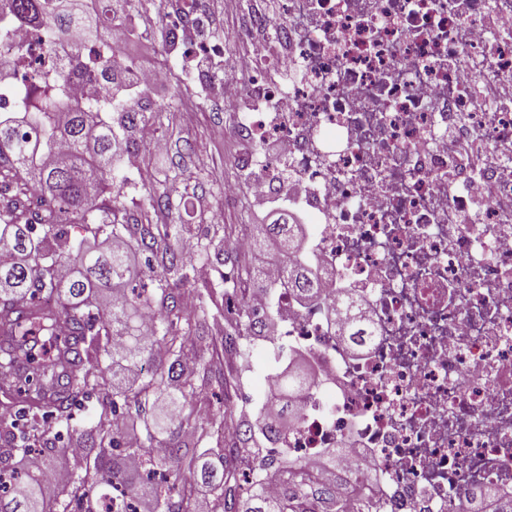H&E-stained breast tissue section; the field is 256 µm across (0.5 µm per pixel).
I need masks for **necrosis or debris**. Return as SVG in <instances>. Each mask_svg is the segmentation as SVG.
Masks as SVG:
<instances>
[{"label":"necrosis or debris","instance_id":"obj_1","mask_svg":"<svg viewBox=\"0 0 512 512\" xmlns=\"http://www.w3.org/2000/svg\"><path fill=\"white\" fill-rule=\"evenodd\" d=\"M274 2L220 39L192 7L169 38L194 25L192 53L212 59L260 34L277 49L225 70L242 101L224 110L241 137L287 143L288 206L328 282L309 307L282 287L245 301L314 366L279 446L334 491L372 488L379 512L512 498V0ZM9 48L2 105L21 102L35 57L67 50L27 28ZM475 136L472 167L455 144ZM347 302L370 315L362 356L330 319Z\"/></svg>","mask_w":512,"mask_h":512}]
</instances>
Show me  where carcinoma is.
Here are the masks:
<instances>
[{"mask_svg": "<svg viewBox=\"0 0 512 512\" xmlns=\"http://www.w3.org/2000/svg\"><path fill=\"white\" fill-rule=\"evenodd\" d=\"M145 0H0V47L10 39L15 23L28 24L38 35L67 39L79 31L68 58L48 72L40 62L30 69L28 101L21 111L27 122H16L0 114V247L18 261L0 262V374L17 381L16 394L34 403L17 407L9 424L0 430V512H56L46 486L36 469L28 468L23 479L7 489L6 476L17 474L10 464L17 451L35 453L38 443L53 448L61 431L72 430L73 406L90 399L96 402L99 418L140 412L151 401L163 399L166 409L152 423L144 424V441L128 444L115 429L99 427L86 432L80 453L81 473L70 474L63 495H78L79 512H103L120 487L130 500L140 498L145 482H151L152 507L130 512H199L189 489L201 483L225 498V512H305L301 509L312 480L301 464L282 479L283 493L268 496L262 484L239 483L233 450L200 449L181 445L170 431L173 412H183L194 393L195 379L184 374L183 354L194 342V331L212 306L224 315L231 299L229 291L217 298L213 288L199 289L185 260L180 240L190 234L184 224H163L143 230L137 238H125L131 207L148 206L168 212L170 195L155 196L146 185L138 188L140 198H128L127 178L116 172L118 150L129 152V142L119 130L146 126L152 116L146 108H127V100L146 98V89L125 86L110 103H87L65 94L73 79L88 82L113 81L132 71L112 56L99 62L97 47L107 28L127 27L139 15ZM118 113L113 122L112 113ZM67 224H80L96 238L126 240V248L109 246L91 253L70 249L55 257L52 245L64 235ZM296 225L287 216L266 224L256 244L268 241L292 252ZM161 254L154 269L152 289L127 291L128 255L132 246ZM284 284L299 302L317 296L312 264L295 257L286 267ZM247 329L266 330L275 320L271 314L257 315L242 310ZM239 331L226 332L201 345L207 358L197 360L203 380L215 381L229 403L237 392L232 377L224 375L218 351L238 353ZM165 349L169 364L150 363L153 344ZM130 364L139 368L136 384L118 393L111 389L102 361ZM312 385L306 372L288 369L278 374L277 395L281 408H289ZM60 427L46 437L42 422ZM287 430L281 418H266L261 434L270 443ZM163 446L167 456L156 458L150 449ZM317 501L321 512H352L347 499L323 489Z\"/></svg>", "mask_w": 512, "mask_h": 512, "instance_id": "obj_1", "label": "carcinoma"}]
</instances>
